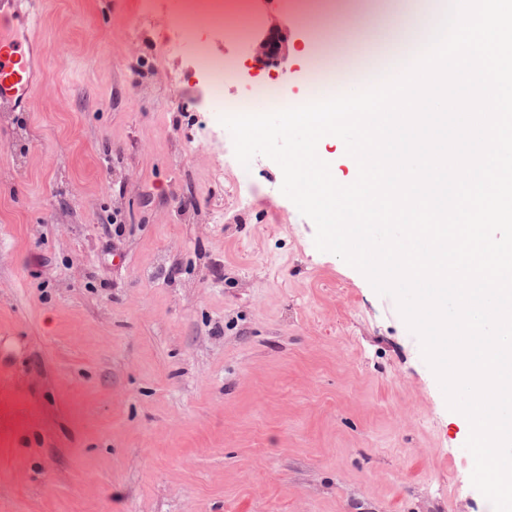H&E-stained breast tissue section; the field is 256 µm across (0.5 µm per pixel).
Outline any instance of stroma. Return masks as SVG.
Instances as JSON below:
<instances>
[{"instance_id":"35a3bbf8","label":"stroma","mask_w":512,"mask_h":512,"mask_svg":"<svg viewBox=\"0 0 512 512\" xmlns=\"http://www.w3.org/2000/svg\"><path fill=\"white\" fill-rule=\"evenodd\" d=\"M175 2H37L43 84L0 112V512H489L396 300L238 162L200 60H235L225 102L296 100L402 0H250L234 41Z\"/></svg>"}]
</instances>
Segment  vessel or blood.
Returning <instances> with one entry per match:
<instances>
[{
    "label": "vessel or blood",
    "instance_id": "obj_1",
    "mask_svg": "<svg viewBox=\"0 0 512 512\" xmlns=\"http://www.w3.org/2000/svg\"><path fill=\"white\" fill-rule=\"evenodd\" d=\"M0 12L17 25L0 26V110H28L36 90L34 19L24 0H0Z\"/></svg>",
    "mask_w": 512,
    "mask_h": 512
}]
</instances>
